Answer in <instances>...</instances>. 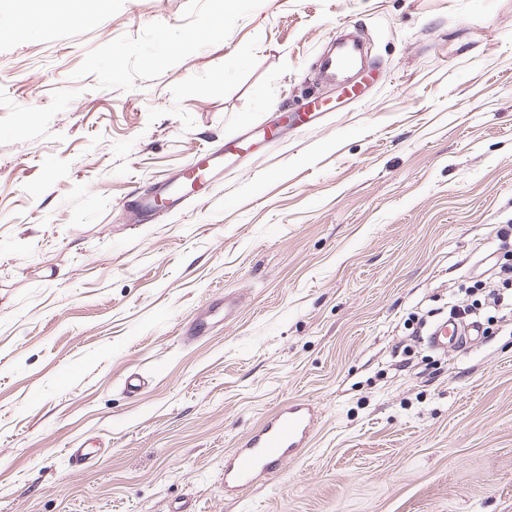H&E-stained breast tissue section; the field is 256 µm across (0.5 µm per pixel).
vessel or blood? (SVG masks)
I'll list each match as a JSON object with an SVG mask.
<instances>
[{
  "label": "vessel or blood",
  "instance_id": "1",
  "mask_svg": "<svg viewBox=\"0 0 512 512\" xmlns=\"http://www.w3.org/2000/svg\"><path fill=\"white\" fill-rule=\"evenodd\" d=\"M361 56L358 43L342 40L329 54L318 57L315 66L325 79L334 81L352 69ZM265 138V131L253 128L225 141L223 146L200 148L183 169L168 179L147 189H135L123 207L140 222L155 220L169 209L183 208L209 185L219 170L253 154ZM480 334L479 324L461 326L443 319L433 326L426 340L430 348L444 352L474 342ZM315 419L314 409L304 403L278 408L233 454L225 457V487L241 488L272 479L288 456L307 447Z\"/></svg>",
  "mask_w": 512,
  "mask_h": 512
}]
</instances>
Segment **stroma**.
Masks as SVG:
<instances>
[{
  "mask_svg": "<svg viewBox=\"0 0 512 512\" xmlns=\"http://www.w3.org/2000/svg\"><path fill=\"white\" fill-rule=\"evenodd\" d=\"M25 11L0 0V512H512V326L484 309L466 348L413 343L512 263V0ZM342 26L380 67L356 103L309 87ZM313 97L318 126L186 210H123ZM289 400L320 411L309 446L225 492V456ZM50 0H33L29 3L32 8L27 16L29 21H59L62 18L74 16L71 10V0H51L53 5L50 7Z\"/></svg>",
  "mask_w": 512,
  "mask_h": 512,
  "instance_id": "35a3bbf8",
  "label": "stroma"
}]
</instances>
